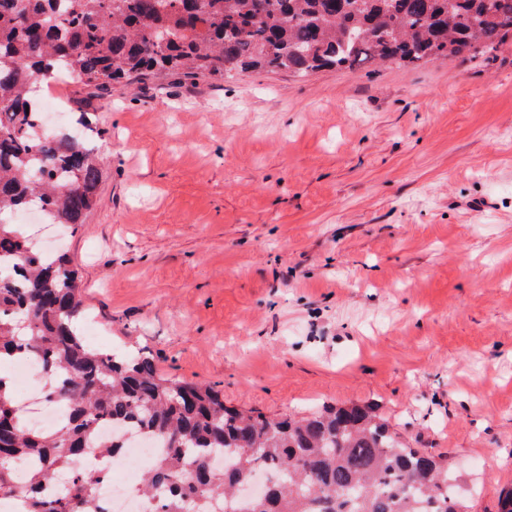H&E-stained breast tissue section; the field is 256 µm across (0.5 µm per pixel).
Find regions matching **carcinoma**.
Listing matches in <instances>:
<instances>
[{
    "mask_svg": "<svg viewBox=\"0 0 512 512\" xmlns=\"http://www.w3.org/2000/svg\"><path fill=\"white\" fill-rule=\"evenodd\" d=\"M510 38L512 0H0V262L11 267L0 270V360L35 356L46 397L66 411L52 430L29 426L0 374V500L106 512L95 499L104 471L73 472L61 495L44 490L92 449L119 453L102 436L111 423L164 448L135 487L142 512H467L442 458L403 444L369 405L246 413L210 385L163 377L143 352L89 348L76 330L87 314L78 271L11 217L35 208L76 229L97 205L98 148L68 128L35 130L36 88L63 74L100 90L163 74L305 76L473 58ZM23 455L39 463L22 485L12 463Z\"/></svg>",
    "mask_w": 512,
    "mask_h": 512,
    "instance_id": "cac0c4a2",
    "label": "carcinoma"
}]
</instances>
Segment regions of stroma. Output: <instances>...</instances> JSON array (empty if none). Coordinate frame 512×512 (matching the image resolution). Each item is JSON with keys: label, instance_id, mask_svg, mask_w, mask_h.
Returning <instances> with one entry per match:
<instances>
[{"label": "stroma", "instance_id": "1", "mask_svg": "<svg viewBox=\"0 0 512 512\" xmlns=\"http://www.w3.org/2000/svg\"><path fill=\"white\" fill-rule=\"evenodd\" d=\"M104 156L61 248L100 328L269 417L375 404L512 489V43L408 68L75 83Z\"/></svg>", "mask_w": 512, "mask_h": 512}]
</instances>
